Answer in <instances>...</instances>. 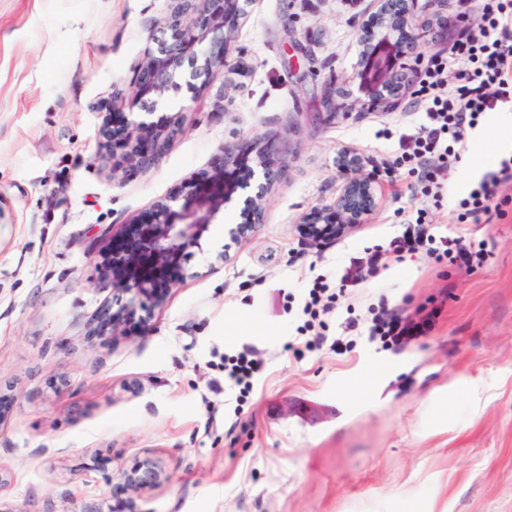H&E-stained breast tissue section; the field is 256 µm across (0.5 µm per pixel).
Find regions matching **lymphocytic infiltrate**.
Instances as JSON below:
<instances>
[{
    "label": "lymphocytic infiltrate",
    "mask_w": 512,
    "mask_h": 512,
    "mask_svg": "<svg viewBox=\"0 0 512 512\" xmlns=\"http://www.w3.org/2000/svg\"><path fill=\"white\" fill-rule=\"evenodd\" d=\"M475 7L480 21L464 26L448 41V51L433 56L420 74L412 107L421 120L396 135L382 129L384 139L395 140L392 166L411 194L413 206L403 212L401 229L382 243L363 248L337 267L335 274L317 275L301 292L296 334L289 340L293 352L330 344L346 352L354 336L367 337L382 347L403 349L429 336L443 311L441 304L409 313L399 305L380 300L366 322L347 318L342 334L329 337V320L350 290L373 283L391 265L406 258L426 256L438 265L475 273L492 251L485 239H474L472 224H492L502 219L512 203V154L501 156L495 169L477 180L458 199L457 229L438 232L429 217L440 208L448 182L467 151L468 136L496 104H512V0H461ZM224 384L247 396L266 369L250 348L225 357Z\"/></svg>",
    "instance_id": "f902f5d3"
}]
</instances>
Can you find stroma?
Instances as JSON below:
<instances>
[{"instance_id": "stroma-1", "label": "stroma", "mask_w": 512, "mask_h": 512, "mask_svg": "<svg viewBox=\"0 0 512 512\" xmlns=\"http://www.w3.org/2000/svg\"><path fill=\"white\" fill-rule=\"evenodd\" d=\"M171 0H0V512H512V213L476 224L494 241L477 273L427 259L390 266L354 290L330 322L364 319L380 298L445 309L403 350L358 340L296 355L289 297L399 229L411 204L385 172L367 223L320 246L301 235L310 209L342 187L340 150L389 155L378 129L401 132L407 104L370 107L352 79L358 29L376 0H250L227 61L197 93L172 92L182 130L128 172L98 136L128 113L135 76ZM344 91L323 113V89ZM282 140V176L264 221L232 240L257 185L238 190L184 261L183 278L137 330L90 337L112 300L104 230L143 220L153 203L215 162L221 146ZM512 152L494 112L469 137L449 183L466 194ZM256 349L266 370L240 409L212 391L222 354ZM155 459L164 479L114 495L119 469Z\"/></svg>"}]
</instances>
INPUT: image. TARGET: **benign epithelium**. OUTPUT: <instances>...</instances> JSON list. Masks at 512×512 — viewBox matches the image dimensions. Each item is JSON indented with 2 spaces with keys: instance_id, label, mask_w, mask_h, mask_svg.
I'll return each mask as SVG.
<instances>
[{
  "instance_id": "1",
  "label": "benign epithelium",
  "mask_w": 512,
  "mask_h": 512,
  "mask_svg": "<svg viewBox=\"0 0 512 512\" xmlns=\"http://www.w3.org/2000/svg\"><path fill=\"white\" fill-rule=\"evenodd\" d=\"M440 0H378L377 10L359 27L361 65L355 79L377 108H390L409 90L412 65L423 57V44L410 24L413 12L421 8L428 13L432 25L441 23L442 16L434 10ZM178 8L170 12L162 26L151 32L157 44L136 75L137 91L131 102L135 118L115 128L111 119L104 120L99 135L110 149L112 157L120 158L128 170L147 166L163 151L166 140L181 131L176 117L159 124L147 121L158 111L168 93L182 90L175 81L176 73L187 66L193 76L209 77L224 68L235 22L241 15L240 0H204L198 8L196 0H175ZM279 146L266 142L260 149L263 178L255 196L247 200L249 219L230 230L232 237L246 239L263 222L264 192L281 177ZM222 164L191 178L187 185L162 199L150 209L147 219L126 226L117 239L118 249L112 251V280L109 286L120 294L115 302L103 307L96 317L93 333L117 337L126 321L140 311L150 315L162 304L165 291L159 289L158 279L175 257H183L199 241L209 225L185 223L184 213L205 206L217 210L228 201L236 188L251 185L255 173L241 172L235 181L224 177V171L238 165L240 152L230 146L221 148ZM343 177V187L333 205L314 208L304 217V224H362L377 205L375 186L380 175L363 169L358 155L342 151L337 160ZM163 477L156 462L145 457L130 469L119 473L114 491L139 497L158 484Z\"/></svg>"
}]
</instances>
